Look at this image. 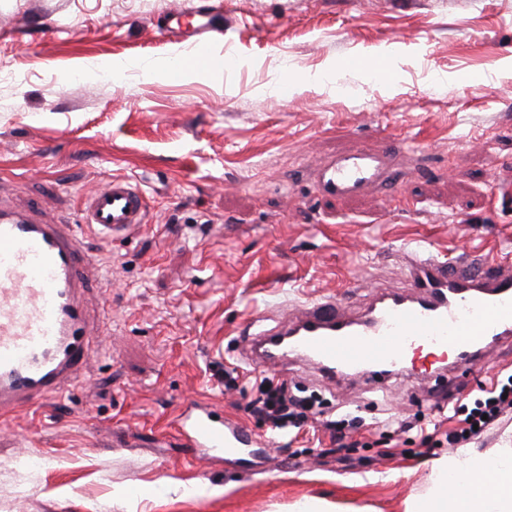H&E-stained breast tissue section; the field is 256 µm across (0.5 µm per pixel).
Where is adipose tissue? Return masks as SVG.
<instances>
[{
  "label": "adipose tissue",
  "mask_w": 512,
  "mask_h": 512,
  "mask_svg": "<svg viewBox=\"0 0 512 512\" xmlns=\"http://www.w3.org/2000/svg\"><path fill=\"white\" fill-rule=\"evenodd\" d=\"M405 512H512V457L440 462L429 493Z\"/></svg>",
  "instance_id": "ef3b65f1"
}]
</instances>
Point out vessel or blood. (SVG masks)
<instances>
[{"instance_id":"1","label":"vessel or blood","mask_w":512,"mask_h":512,"mask_svg":"<svg viewBox=\"0 0 512 512\" xmlns=\"http://www.w3.org/2000/svg\"><path fill=\"white\" fill-rule=\"evenodd\" d=\"M224 31V4L170 11L167 34ZM403 141L375 147L356 143L316 161L310 176L325 198L392 189L408 175L398 160ZM145 222V199L129 179L115 177L88 199L80 223L44 221L0 200V418L5 419L68 390L101 336L89 282L101 271L86 252L83 234L120 237ZM406 289L371 297L359 318H346L335 297L303 304L281 325L255 333V363L284 365L304 357L329 378L359 372L392 373L413 367L420 344L476 355L490 339L512 335V260L488 253L439 257L408 250ZM178 424L192 455L250 456L257 443L244 426L216 418L195 401L183 404Z\"/></svg>"}]
</instances>
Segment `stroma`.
<instances>
[{
	"label": "stroma",
	"instance_id": "35a3bbf8",
	"mask_svg": "<svg viewBox=\"0 0 512 512\" xmlns=\"http://www.w3.org/2000/svg\"><path fill=\"white\" fill-rule=\"evenodd\" d=\"M203 2L0 0V190L66 221L124 177L148 206L128 236L86 235L108 331L64 396L0 422V512H295L307 497L405 512L443 459L512 455V412L445 439L454 408L512 374V337L468 366L430 356L381 380L290 362L289 390L324 402L287 434L249 410L277 368L245 356L256 316L327 295L357 315L355 277L403 287L397 250L512 254V0H224L222 36L171 43L168 12ZM202 52L205 77L153 68ZM380 54L387 83L347 67ZM388 138L416 147L396 194L316 197L311 161ZM187 399L262 438L259 464L189 455L174 429ZM342 415L364 420L349 450L321 427Z\"/></svg>",
	"mask_w": 512,
	"mask_h": 512
}]
</instances>
